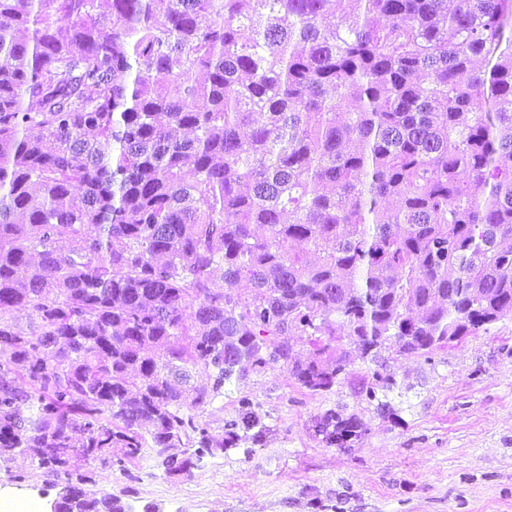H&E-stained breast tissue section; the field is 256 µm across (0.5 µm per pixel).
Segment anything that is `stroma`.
I'll use <instances>...</instances> for the list:
<instances>
[{"label": "stroma", "mask_w": 512, "mask_h": 512, "mask_svg": "<svg viewBox=\"0 0 512 512\" xmlns=\"http://www.w3.org/2000/svg\"><path fill=\"white\" fill-rule=\"evenodd\" d=\"M376 372L396 385L374 402L361 386ZM243 397L269 428L263 441L240 440L188 476H168L147 456L136 481L112 468L98 471V487L133 512L148 503L161 512H512V314L428 357L354 359L346 380L320 395L279 365L248 372L207 407L215 438ZM329 409L357 419L360 441L337 448L315 437ZM49 479L16 456L0 468V496L45 512Z\"/></svg>", "instance_id": "obj_1"}]
</instances>
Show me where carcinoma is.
I'll use <instances>...</instances> for the list:
<instances>
[{
  "instance_id": "obj_1",
  "label": "carcinoma",
  "mask_w": 512,
  "mask_h": 512,
  "mask_svg": "<svg viewBox=\"0 0 512 512\" xmlns=\"http://www.w3.org/2000/svg\"><path fill=\"white\" fill-rule=\"evenodd\" d=\"M509 313L512 0H0V465L121 512L76 461L260 440L248 398L204 418L245 367L323 394L344 336L429 355Z\"/></svg>"
}]
</instances>
